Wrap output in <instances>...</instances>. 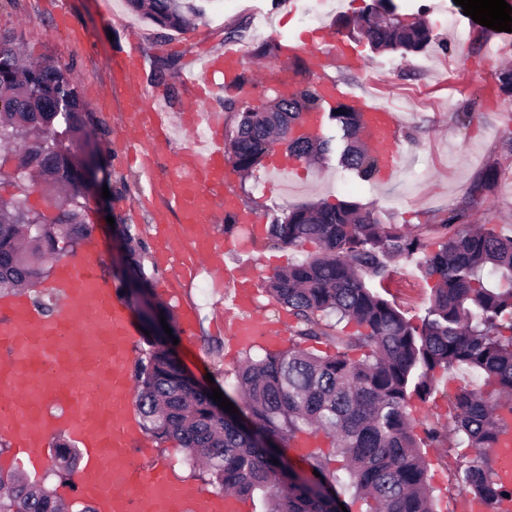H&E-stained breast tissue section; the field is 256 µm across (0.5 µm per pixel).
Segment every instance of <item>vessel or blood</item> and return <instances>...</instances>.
I'll return each mask as SVG.
<instances>
[{
  "label": "vessel or blood",
  "mask_w": 512,
  "mask_h": 512,
  "mask_svg": "<svg viewBox=\"0 0 512 512\" xmlns=\"http://www.w3.org/2000/svg\"><path fill=\"white\" fill-rule=\"evenodd\" d=\"M241 49L228 47L223 57L206 58L200 72L184 81L198 86L201 76L223 74L226 89L245 65ZM142 58L129 44L111 59V91L123 101V131L135 160L147 178L152 196L166 201L181 221L163 224L156 234L161 261L177 260L190 275L219 252L218 241L202 229L204 216L216 200L234 214L232 198H220L227 176L218 114L188 101L184 127L194 132L205 124L213 129L206 147L187 148L172 156L162 176H155L143 136L166 138L169 115L138 89ZM360 110L372 132L380 158L378 181H389L402 157L394 143L401 124L398 111L361 100ZM105 253L96 238L87 239L71 259L54 264L45 291L60 301L57 314H44L24 295L0 299V435L9 439L19 463L45 469L48 443L68 433L81 449L82 464L76 497L91 500L96 512H245L232 494L204 491L198 484L174 476L167 465L154 462V448L136 443L139 415L132 392L131 369L138 333L129 307L102 276ZM247 268L224 274L228 298L240 314L224 330L239 345L252 343L259 323L245 316L252 300ZM150 460L148 469L132 467V456Z\"/></svg>",
  "instance_id": "vessel-or-blood-1"
}]
</instances>
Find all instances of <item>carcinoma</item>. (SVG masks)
<instances>
[{
  "label": "carcinoma",
  "instance_id": "carcinoma-1",
  "mask_svg": "<svg viewBox=\"0 0 512 512\" xmlns=\"http://www.w3.org/2000/svg\"><path fill=\"white\" fill-rule=\"evenodd\" d=\"M128 2L162 29H185L202 14L198 0ZM354 24L376 51L416 53L432 41L425 20L398 14L393 0H372ZM320 106L310 82L287 97L273 95L261 109L243 98L225 99L224 110L235 116L224 135L227 160L249 173L264 166L277 143L307 166L327 159L333 141L322 132L288 140L290 127ZM332 124L347 141L340 164L373 179L378 158L363 142V115L338 101L325 117ZM106 134L81 100L72 68L28 61L14 34L0 33V143L7 144L0 185L17 190L15 201L0 203V295L36 287L53 261L89 236L83 177L90 162L104 168L99 140ZM497 179V170H487L467 202L416 230L384 224L373 210L344 199L270 212V246L317 248L266 281L267 292L298 321L288 348L244 361L233 386L241 394L239 412L229 413L197 388L171 348L155 344L135 363L140 426L157 440H176L188 460H203L216 488L243 499L259 494L270 512H342L348 498L361 512H435L408 406L413 398H434L437 373L463 369L477 386L456 388L448 426L425 430L426 439L466 449L456 474L460 491L491 510L512 498L493 453L512 423V230L471 228L481 195ZM38 186L63 193L49 197L54 210L27 206ZM426 231L436 235L433 249ZM121 233L130 276L149 285L145 243L128 226ZM420 254L417 270L434 286L426 315L414 326L386 294L391 264ZM343 322L356 330L339 331ZM319 339L336 352L316 355L301 347ZM351 350L362 357L351 358ZM305 434L329 443L328 451L302 461L319 472L330 495L310 487L288 459L291 443ZM6 484L0 512H64L55 490L16 475Z\"/></svg>",
  "mask_w": 512,
  "mask_h": 512
}]
</instances>
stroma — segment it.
<instances>
[{
	"instance_id": "stroma-1",
	"label": "stroma",
	"mask_w": 512,
	"mask_h": 512,
	"mask_svg": "<svg viewBox=\"0 0 512 512\" xmlns=\"http://www.w3.org/2000/svg\"><path fill=\"white\" fill-rule=\"evenodd\" d=\"M368 2L322 0L318 23L311 29L299 22L304 0H216L207 5L201 19L181 32L144 20L127 0H108L105 16L99 13L96 0H0V31L14 33L29 60L72 67L87 107L109 130L100 147L111 174L112 193L105 200L90 196L84 219L103 246L110 285L122 300L130 298L122 275L124 255L110 225H129L133 234L153 244L156 207L147 201L149 189L139 169L126 160L129 147L117 129L122 102L109 94V55L124 50L130 36H137L143 88L174 115L186 100L198 98L201 106L221 110L228 127L234 116L224 109V92L209 88L196 92L184 83V73L198 70L202 57L223 55L228 44L246 52L247 75L266 66L290 68L291 60L264 54V47L291 39L305 42L319 31L332 42H347L343 20L356 19ZM394 2L399 13L422 16L429 24L433 40L426 48L407 55L378 53L362 42L358 45L363 57L360 70H342L328 59L319 70L298 74L297 79L314 84L337 81L355 97L374 92L399 100L402 123L396 147L403 162L396 177L387 183L365 182L332 160L300 167L285 183L270 182L261 167L248 175L232 170L224 191L240 213L263 216L271 210L282 212L344 197L372 208L385 223L417 226L462 204L477 175L492 166L499 172L498 183L473 221L512 225V115L501 109L505 95L497 80L501 70L512 68V39L498 42L499 55L492 60L487 55L492 30L463 28V8L454 0ZM64 16L89 30L93 45L73 43L58 26ZM445 43L454 47V54L442 52ZM462 112L470 113V122L459 120ZM208 228L223 241L224 266L251 264L261 280L274 269L288 267L301 253L315 250L311 244L300 252L270 247L261 225L228 223L219 212ZM145 268L155 299L166 302L173 312L172 335L178 340L174 352L182 367L198 382L210 377L217 388L231 391L236 368L245 355L262 356L265 341L256 340L247 352L227 345L224 321L231 312L211 270H201L188 292L174 297L165 290V271L155 252H148ZM394 270L390 292L405 318L420 324L431 285L414 264L399 261ZM188 309L195 312L190 325L183 318ZM422 452L438 512H455L461 449L442 441L429 443Z\"/></svg>"
}]
</instances>
